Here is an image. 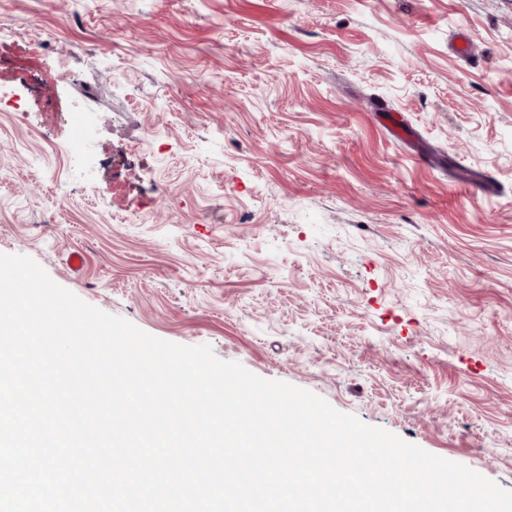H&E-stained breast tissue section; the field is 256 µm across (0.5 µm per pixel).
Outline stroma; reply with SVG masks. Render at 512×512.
<instances>
[{
    "label": "stroma",
    "instance_id": "35a3bbf8",
    "mask_svg": "<svg viewBox=\"0 0 512 512\" xmlns=\"http://www.w3.org/2000/svg\"><path fill=\"white\" fill-rule=\"evenodd\" d=\"M0 86V253L512 489V0H0Z\"/></svg>",
    "mask_w": 512,
    "mask_h": 512
}]
</instances>
